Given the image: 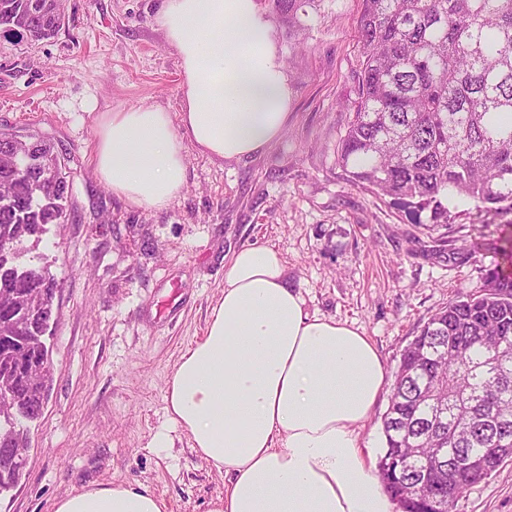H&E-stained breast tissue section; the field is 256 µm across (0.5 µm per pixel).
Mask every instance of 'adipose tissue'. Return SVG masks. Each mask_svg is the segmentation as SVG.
I'll return each instance as SVG.
<instances>
[{
	"mask_svg": "<svg viewBox=\"0 0 512 512\" xmlns=\"http://www.w3.org/2000/svg\"><path fill=\"white\" fill-rule=\"evenodd\" d=\"M154 22L182 76L178 111L104 113L92 165L137 209L171 204L184 151L242 159L282 134L291 87L259 0H159ZM376 347L349 323L309 314L274 248L237 250L205 334L164 394L170 423L226 479L207 512H392L360 429L386 390ZM55 512H165L150 490L115 483Z\"/></svg>",
	"mask_w": 512,
	"mask_h": 512,
	"instance_id": "obj_1",
	"label": "adipose tissue"
}]
</instances>
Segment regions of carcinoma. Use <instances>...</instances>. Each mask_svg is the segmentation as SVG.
I'll return each mask as SVG.
<instances>
[{
	"label": "carcinoma",
	"instance_id": "carcinoma-1",
	"mask_svg": "<svg viewBox=\"0 0 512 512\" xmlns=\"http://www.w3.org/2000/svg\"><path fill=\"white\" fill-rule=\"evenodd\" d=\"M32 0H0V27L37 39L64 21L34 15ZM300 25L315 0H271ZM359 101L338 162L350 182L390 198L416 224L448 223V201L465 196L512 214V0H363ZM13 198L0 204V232L38 239L66 217V176L44 181L28 166ZM506 266L482 287L433 314L403 350L383 418L378 470L397 512H453L473 484L512 460V237ZM31 287L28 267L0 259V291ZM38 340L47 314L0 313ZM20 370L25 342L0 335V360ZM17 412L0 427V448L23 444L21 420L41 414L42 394L17 383ZM20 479L0 454V495Z\"/></svg>",
	"mask_w": 512,
	"mask_h": 512
}]
</instances>
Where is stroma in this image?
<instances>
[{"mask_svg": "<svg viewBox=\"0 0 512 512\" xmlns=\"http://www.w3.org/2000/svg\"><path fill=\"white\" fill-rule=\"evenodd\" d=\"M263 8L271 13L270 0ZM362 8L317 0L295 30L271 13L293 89L281 137L241 160L188 148L186 184L161 210L130 207L91 164L102 113L179 107L182 78L154 22L157 0H65L53 38L0 32V133L48 144L72 186L64 223L18 259L49 267L60 284L45 339L55 377L0 512H54L67 494L116 481L148 487L168 512H206L223 495V474L172 429L163 396L242 246L279 251L309 314L360 328L390 373L429 317L498 264L512 231L503 217L457 196L448 223L414 224L339 166L359 97ZM161 432L173 447L154 446ZM454 512H512V462L473 485Z\"/></svg>", "mask_w": 512, "mask_h": 512, "instance_id": "35a3bbf8", "label": "stroma"}]
</instances>
